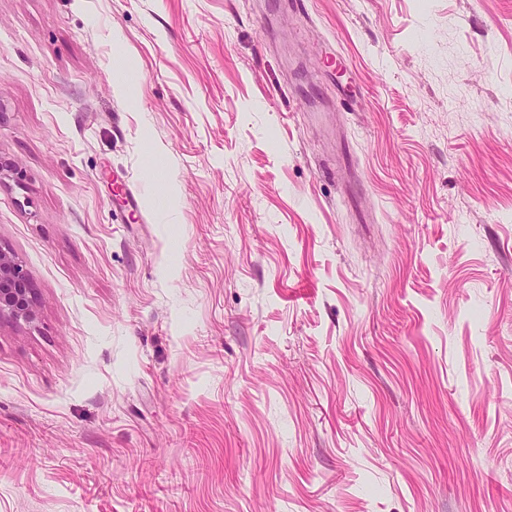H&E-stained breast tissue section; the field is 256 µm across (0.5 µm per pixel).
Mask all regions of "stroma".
<instances>
[{
	"mask_svg": "<svg viewBox=\"0 0 512 512\" xmlns=\"http://www.w3.org/2000/svg\"><path fill=\"white\" fill-rule=\"evenodd\" d=\"M289 2L0 0V512H512V0ZM36 297L28 274L13 254L0 248V320L31 321Z\"/></svg>",
	"mask_w": 512,
	"mask_h": 512,
	"instance_id": "1",
	"label": "stroma"
}]
</instances>
